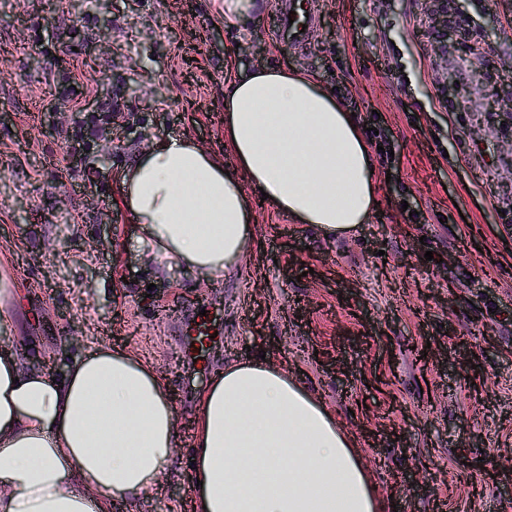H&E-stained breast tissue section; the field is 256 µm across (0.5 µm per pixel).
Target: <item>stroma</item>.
<instances>
[{
  "mask_svg": "<svg viewBox=\"0 0 512 512\" xmlns=\"http://www.w3.org/2000/svg\"><path fill=\"white\" fill-rule=\"evenodd\" d=\"M313 7V37L291 46L277 0L245 28L220 0H0V273L16 288L0 352L42 366L126 349L178 411L170 465L110 512H192L199 396L250 355L331 412L383 512H512V113L492 107L512 93V0H448L444 65L426 0ZM74 65L86 111L117 102L110 134L72 128L58 78ZM265 66L314 78L367 127L375 211L328 240L258 206L257 245L224 280L154 275L122 172L162 136L233 162L226 81ZM202 310L224 334L191 367L178 328Z\"/></svg>",
  "mask_w": 512,
  "mask_h": 512,
  "instance_id": "35a3bbf8",
  "label": "stroma"
}]
</instances>
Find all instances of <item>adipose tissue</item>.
Returning a JSON list of instances; mask_svg holds the SVG:
<instances>
[{"label":"adipose tissue","instance_id":"ef3b65f1","mask_svg":"<svg viewBox=\"0 0 512 512\" xmlns=\"http://www.w3.org/2000/svg\"><path fill=\"white\" fill-rule=\"evenodd\" d=\"M225 168L185 137L154 141L121 176L135 242L160 268L215 282L253 249L247 189L335 239L376 207L374 162L349 112L285 67L238 73L224 93ZM176 407L152 363L101 348L59 378L0 356V512H110L168 466ZM193 512H379L333 415L262 359L218 372L200 396Z\"/></svg>","mask_w":512,"mask_h":512}]
</instances>
